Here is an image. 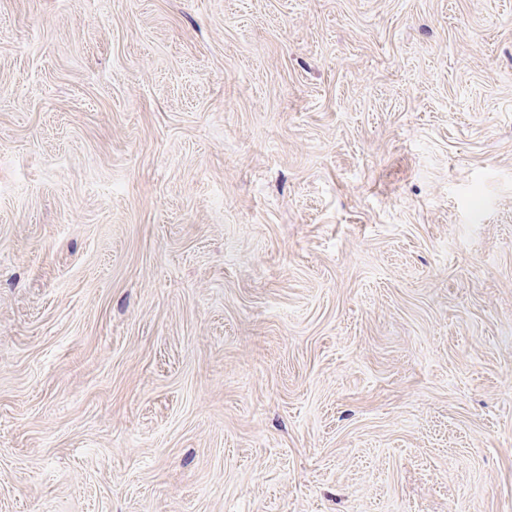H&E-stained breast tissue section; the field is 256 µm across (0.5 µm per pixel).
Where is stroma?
I'll use <instances>...</instances> for the list:
<instances>
[{
  "label": "stroma",
  "mask_w": 512,
  "mask_h": 512,
  "mask_svg": "<svg viewBox=\"0 0 512 512\" xmlns=\"http://www.w3.org/2000/svg\"><path fill=\"white\" fill-rule=\"evenodd\" d=\"M0 512H512V0H0Z\"/></svg>",
  "instance_id": "35a3bbf8"
}]
</instances>
